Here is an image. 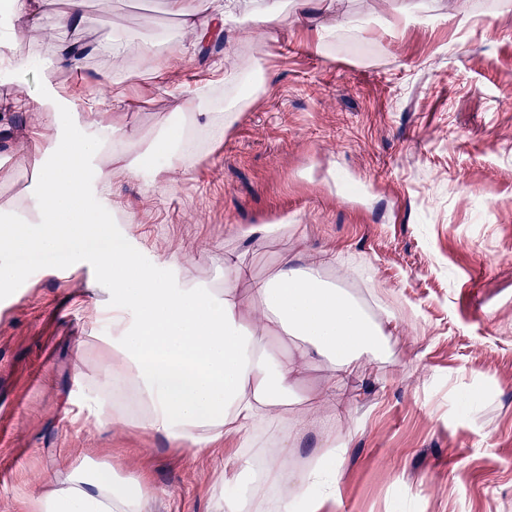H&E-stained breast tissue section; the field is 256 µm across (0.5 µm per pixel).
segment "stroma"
<instances>
[{
  "label": "stroma",
  "mask_w": 512,
  "mask_h": 512,
  "mask_svg": "<svg viewBox=\"0 0 512 512\" xmlns=\"http://www.w3.org/2000/svg\"><path fill=\"white\" fill-rule=\"evenodd\" d=\"M265 0H235L224 35L196 44L164 0H86L94 23L62 39L178 43L184 56L155 78L137 57L102 58L57 79L61 93L108 71L103 89L133 150L149 151L200 77L222 67L210 111L235 100L241 81L264 88L245 101L223 142L191 168H172L155 192L112 175V202L131 210L147 253H187L198 278L244 267L239 283L272 274L298 250L342 254L331 279L392 311L391 357L360 359L328 400L327 369H302L298 392L350 419L336 498L321 512H512V0H316L315 21L275 33L254 21ZM31 59L0 72V100L39 96L49 50L39 32L0 18ZM41 165L0 143V202L34 192ZM282 225L266 238L253 226ZM112 245L76 239L60 254L18 252L26 280L0 292V512H30L52 482L85 458L146 475L150 512H211L234 446L196 456L164 438L66 412L74 369L94 376L100 332L88 265ZM478 401L463 406L472 389Z\"/></svg>",
  "instance_id": "35a3bbf8"
}]
</instances>
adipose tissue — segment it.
<instances>
[{
	"label": "adipose tissue",
	"instance_id": "1",
	"mask_svg": "<svg viewBox=\"0 0 512 512\" xmlns=\"http://www.w3.org/2000/svg\"><path fill=\"white\" fill-rule=\"evenodd\" d=\"M231 0H204L203 15L185 12L183 0H166L169 11L200 38L219 36L230 16ZM13 0L18 25L51 21L53 29L91 26L85 0ZM111 77L91 79L77 94L63 95L46 85L41 99L0 103V135L10 136L13 116L37 111L41 128L28 141L35 154L53 150L42 167L26 206L31 217L0 219V288L18 287L24 269L12 260L23 248L53 253L62 233H111L112 247L90 256L97 281L108 287L99 316L106 326L105 361L96 378H80V391L93 392L91 409L100 424L119 421L158 435L192 453L210 451L224 438L237 437L238 453L225 458L224 470L239 493L232 502L215 497L213 512H319L336 489L342 443L336 422H321V452L305 471L290 476L281 463L260 461L250 448L260 440L288 449L304 432L316 402L295 408V389L303 366L326 365L332 379H343L364 357L384 358L387 337L399 326L393 315L374 314L358 297L336 286L329 273L338 255L304 252L273 276L252 280L249 300L237 283L244 272L225 263L223 277L202 281L189 271L186 255L145 256L132 236V212L107 209L112 172L104 156L140 177L146 156L128 159L121 146L124 129L99 96ZM208 85L192 100L178 104L182 116L158 138L164 161L152 170L145 189L162 181L174 167L190 168L199 159V135L211 143L224 138L227 118L208 109ZM99 205H91L90 196ZM260 307L261 322L243 314L245 302ZM272 336L291 338L287 354L270 355ZM153 496L143 475L126 474L107 461L84 459L70 468L64 482L40 494L34 512H146Z\"/></svg>",
	"mask_w": 512,
	"mask_h": 512
}]
</instances>
